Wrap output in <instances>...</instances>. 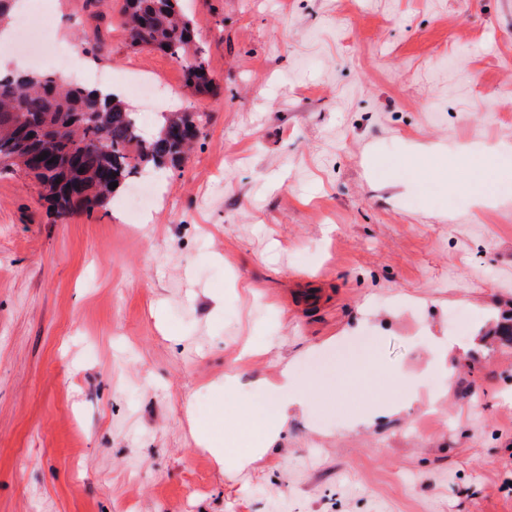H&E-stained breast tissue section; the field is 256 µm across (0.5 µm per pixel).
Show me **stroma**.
<instances>
[{"label": "stroma", "instance_id": "35a3bbf8", "mask_svg": "<svg viewBox=\"0 0 512 512\" xmlns=\"http://www.w3.org/2000/svg\"><path fill=\"white\" fill-rule=\"evenodd\" d=\"M103 86L200 113L154 206L55 218L0 176V512H512V345L459 342L512 314V0H183L215 91L130 47L119 0H47ZM436 147L408 189V146ZM500 159L492 198L475 168ZM468 314L464 331L448 313ZM266 353L238 356L250 340ZM290 360L321 394L234 469L193 423L215 386ZM427 368L426 401L387 376ZM435 154L427 149L405 154L403 161L394 168L392 179L388 184L400 187L402 184L414 181L416 174L423 172L437 161Z\"/></svg>", "mask_w": 512, "mask_h": 512}]
</instances>
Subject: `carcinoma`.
<instances>
[{
	"label": "carcinoma",
	"mask_w": 512,
	"mask_h": 512,
	"mask_svg": "<svg viewBox=\"0 0 512 512\" xmlns=\"http://www.w3.org/2000/svg\"><path fill=\"white\" fill-rule=\"evenodd\" d=\"M133 48L156 49L181 64L186 85L214 91L180 0H123ZM156 133H143L136 113L115 92L66 83L52 73L0 74V174L24 168L53 212L64 219L109 205L115 189L183 156L200 116L157 113Z\"/></svg>",
	"instance_id": "cac0c4a2"
}]
</instances>
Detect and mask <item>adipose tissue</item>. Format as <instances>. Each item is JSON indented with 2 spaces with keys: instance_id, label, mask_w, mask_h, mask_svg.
Returning <instances> with one entry per match:
<instances>
[{
  "instance_id": "1",
  "label": "adipose tissue",
  "mask_w": 512,
  "mask_h": 512,
  "mask_svg": "<svg viewBox=\"0 0 512 512\" xmlns=\"http://www.w3.org/2000/svg\"><path fill=\"white\" fill-rule=\"evenodd\" d=\"M225 396L236 397L240 417L234 430L219 438L220 419L197 429V442L228 467L240 465L273 445L280 437L293 410L305 408L316 396L313 386L296 381L291 364H284L277 380L258 381L251 392L241 393L237 376L228 375L222 385Z\"/></svg>"
}]
</instances>
